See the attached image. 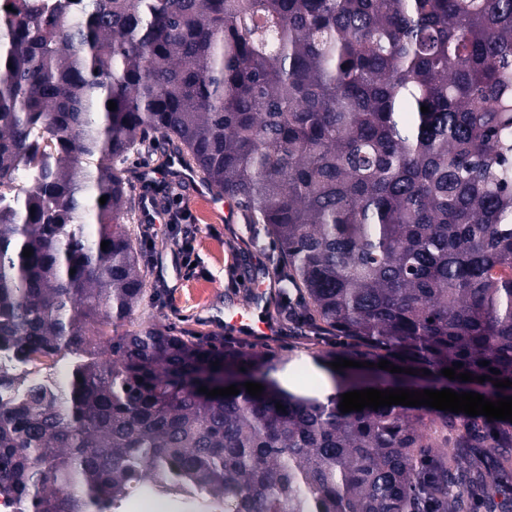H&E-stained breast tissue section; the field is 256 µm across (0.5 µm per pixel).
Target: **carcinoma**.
<instances>
[{"instance_id": "obj_1", "label": "carcinoma", "mask_w": 512, "mask_h": 512, "mask_svg": "<svg viewBox=\"0 0 512 512\" xmlns=\"http://www.w3.org/2000/svg\"><path fill=\"white\" fill-rule=\"evenodd\" d=\"M10 5L0 186L27 183L0 206V348L73 362L0 404V496L17 512H111L143 486L224 512H512V422L343 413L342 394L410 375L331 367L387 360L460 393L441 374L457 365L512 396L493 384L512 381V0ZM165 145L263 225L295 315L339 340L312 355L328 403L280 382L291 357L133 323L153 285L122 164ZM242 367L239 394L199 392Z\"/></svg>"}]
</instances>
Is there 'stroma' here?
I'll return each instance as SVG.
<instances>
[{"instance_id": "stroma-1", "label": "stroma", "mask_w": 512, "mask_h": 512, "mask_svg": "<svg viewBox=\"0 0 512 512\" xmlns=\"http://www.w3.org/2000/svg\"><path fill=\"white\" fill-rule=\"evenodd\" d=\"M158 163L155 156L133 161L129 176L135 197H155L169 215L181 210L189 213L199 274L189 280L174 279V268L183 262V236L172 222H159L149 229L144 220H136L134 229L142 239L143 258L156 288L154 299L141 306L138 315L186 333H203L212 340H223L224 327L216 322V315L225 306L248 300L249 283L263 270L274 269L278 251L262 228L228 223L222 208L212 206L207 196L194 193L186 184L165 178L142 181V170ZM298 300L296 292L277 293L271 310L279 324L278 338L268 344L246 336L243 344L302 358L332 346L334 339L329 334L311 332L283 315L284 305L297 304Z\"/></svg>"}]
</instances>
